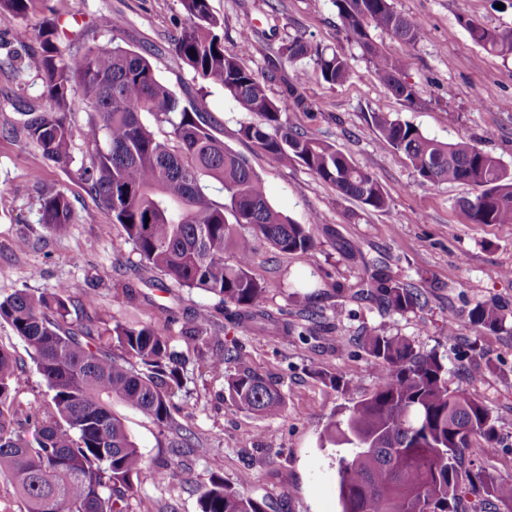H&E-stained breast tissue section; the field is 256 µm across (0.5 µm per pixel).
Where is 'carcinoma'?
I'll return each instance as SVG.
<instances>
[{"label": "carcinoma", "mask_w": 512, "mask_h": 512, "mask_svg": "<svg viewBox=\"0 0 512 512\" xmlns=\"http://www.w3.org/2000/svg\"><path fill=\"white\" fill-rule=\"evenodd\" d=\"M50 0H0V14L23 20L41 15L38 47L20 70L40 82L44 104L18 103L29 144L55 163L72 160L81 138L88 161L80 178L112 215L126 240L161 278L156 288L197 289L235 306L240 324L272 321L266 288L253 268L254 240L263 239L288 254L314 252L323 235L335 231L316 216L296 224L270 204L265 184L248 158L224 146L210 131L204 113L159 80L147 56L122 46L87 43L90 27L73 36L53 12ZM183 22L173 40L175 55L202 80L224 87L238 107L254 116L240 136L272 164L298 162L343 197L372 211L389 209V195L368 171L327 142L290 124L287 109L307 108L300 87L308 71L298 69L286 82L288 103L269 97L265 80L244 66L251 44L243 35L234 49L224 47V23L209 0H179ZM348 37L372 72L402 106L415 104L414 86L404 82L401 63L372 36L381 31L412 44L421 25L397 12L392 0H333ZM471 40L489 53L512 55V33L489 29L462 17ZM279 58L313 61L331 86L352 77L348 59L294 36L279 47ZM87 112L84 127L74 125L76 105ZM169 127L160 138L144 115ZM379 143L406 156L420 182L472 187L462 201L468 224H512V168L466 138L443 143L424 135L395 112L372 115ZM217 184L219 203L209 195ZM72 204L60 190L42 194L39 223L63 233ZM232 250L235 263H224ZM352 296L386 312L404 314L426 300L375 262ZM79 314L64 288L30 289L0 297V322L7 323L31 350L36 370L52 392L47 415L26 435L17 427L12 396L19 385L16 361L0 348V475L11 478L27 512H129L135 480L146 466L121 418L117 400L149 416L172 434L176 454L193 447L190 434L171 415L173 397L185 387L188 358L173 339L149 325L119 322L99 330L76 324ZM480 333L498 334L508 316L477 301L464 313ZM187 343L223 344L206 310L181 325ZM359 346L372 359L375 391L331 419L322 441L344 445L336 470L340 512H512V482L480 467H466L471 441L496 450L497 418L471 392L448 385V367L434 351H423L405 337L379 329L365 332ZM241 360L240 350L213 353L209 369L224 372ZM228 401L240 410L280 417L285 398L277 384L251 370L224 376ZM200 512H268L263 499L241 494L214 475L197 488ZM474 500H469V497Z\"/></svg>", "instance_id": "carcinoma-1"}]
</instances>
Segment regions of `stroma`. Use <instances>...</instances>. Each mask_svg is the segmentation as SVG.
<instances>
[{
    "label": "stroma",
    "mask_w": 512,
    "mask_h": 512,
    "mask_svg": "<svg viewBox=\"0 0 512 512\" xmlns=\"http://www.w3.org/2000/svg\"><path fill=\"white\" fill-rule=\"evenodd\" d=\"M392 2L423 28L414 44L373 34L401 61L405 78L414 85L418 101L411 107L400 106L374 76L360 48L347 38L332 0H210L214 14L224 21L226 48H233L242 32L253 34V48L243 62L267 77L268 93L276 102L285 100L284 81L293 75L285 64L277 78L268 76V61L284 40L300 35L347 57L351 79L331 86L310 76L301 89L307 108L292 109L288 117L377 178L389 194L390 208L374 212L341 198L301 164L269 163L241 138L239 129L251 114L241 111L222 87L203 84L171 50L170 35L182 17L179 0H53L62 22L90 25L98 43L115 36L107 22L122 16L121 44L151 49L158 78L206 113L212 133L226 147L249 158L276 209L298 224L319 214L337 238L359 244L361 256L351 258L327 242L314 253L289 255L256 241L254 270L266 287L267 307L298 325L297 336L273 326L235 325L232 307L218 306L199 290L163 291L140 281L129 297L114 288L115 279L139 265L140 257L79 178L83 142H76L73 160L66 165L45 160L29 145L13 103L36 100L41 89L25 72L6 65V58L25 57L29 46L14 37L21 19L0 14V296L64 287L84 320L98 326L148 324L172 337L200 308H208L224 329L225 347L241 349L245 368L277 383L286 398V409L276 419L238 410L225 398L223 376L207 368L210 347L189 349L187 391L176 396L174 417L192 433L190 453L173 455L166 430L134 409L112 405L147 461L132 505L147 501L155 512H199L196 487L220 475L231 488L266 498L271 512H338V449L320 447L318 440L334 411L376 388L371 360L355 342L373 327L437 352L448 367L450 387L469 389L497 417L496 455L485 458L476 439L468 460L500 480H512V334L480 336L463 320L456 340L448 338L449 313H462L477 301L498 305L512 318V224L465 223L459 204L472 196V188L419 182L403 154L379 146L371 119L375 112L399 113L428 137L445 143L472 139L512 167V57L488 54L459 24L464 15L493 30H512V0ZM36 170L41 173L37 181L31 177ZM47 190L65 191L72 203L65 234H53L39 222V197ZM93 211L97 219L87 221ZM366 260L424 291L426 306L386 314L351 295L333 296L335 285L356 283ZM299 283L319 292L317 317H303V303L292 295ZM0 346L16 358L21 382L13 407L22 430H31L30 416L47 406L50 393L27 345L4 323ZM325 373L346 380L347 388L325 384ZM173 467L180 469V479H160V471ZM246 468L252 479L243 486L239 479Z\"/></svg>",
    "instance_id": "35a3bbf8"
}]
</instances>
